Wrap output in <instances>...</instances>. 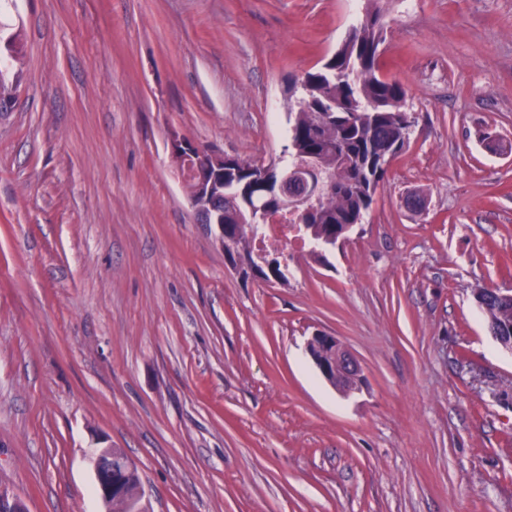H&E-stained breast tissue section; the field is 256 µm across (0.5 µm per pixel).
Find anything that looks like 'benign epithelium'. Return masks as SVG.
Returning <instances> with one entry per match:
<instances>
[{"label": "benign epithelium", "mask_w": 512, "mask_h": 512, "mask_svg": "<svg viewBox=\"0 0 512 512\" xmlns=\"http://www.w3.org/2000/svg\"><path fill=\"white\" fill-rule=\"evenodd\" d=\"M169 151L183 175L194 178L197 183V192L188 195L197 222L209 230L217 227V239L224 240V225L220 223L217 198L212 196L210 190L215 172L205 160V153L193 141L181 136L170 140ZM243 167L252 173L250 187L241 193L248 206L257 197L267 195L273 190L279 194L284 207L315 192L311 169L307 167L296 168L286 175L268 162L245 163ZM308 350L320 374L340 393L348 395L363 386L365 377L361 365L337 337L326 332H317L309 341ZM92 462L96 492L104 504L110 506L112 497L123 494L126 478L137 473V465L127 456L118 459L113 457L110 447L95 449ZM0 512L28 510L18 495L0 488Z\"/></svg>", "instance_id": "1"}]
</instances>
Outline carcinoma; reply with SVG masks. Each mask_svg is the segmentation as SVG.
<instances>
[{"label":"carcinoma","mask_w":512,"mask_h":512,"mask_svg":"<svg viewBox=\"0 0 512 512\" xmlns=\"http://www.w3.org/2000/svg\"><path fill=\"white\" fill-rule=\"evenodd\" d=\"M380 11L369 10L351 26L332 57L305 74L300 88L290 86L289 145L274 164L287 171L315 164L324 183L321 193L295 209L272 208L270 216L289 212L302 238L320 243L336 239L342 226L364 215L386 175L381 158L397 155L409 138L405 86L382 72ZM234 174L214 185L221 194L227 247L242 254L261 236L248 209L230 189ZM488 325L512 334V303L485 311Z\"/></svg>","instance_id":"obj_1"}]
</instances>
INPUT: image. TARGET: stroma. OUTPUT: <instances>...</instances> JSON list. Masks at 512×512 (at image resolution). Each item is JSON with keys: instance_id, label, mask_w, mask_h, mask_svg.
I'll use <instances>...</instances> for the list:
<instances>
[{"instance_id": "1", "label": "stroma", "mask_w": 512, "mask_h": 512, "mask_svg": "<svg viewBox=\"0 0 512 512\" xmlns=\"http://www.w3.org/2000/svg\"><path fill=\"white\" fill-rule=\"evenodd\" d=\"M365 0H16L0 115V486L105 512L91 449L149 512H512V352L475 303L512 290V0H379L413 119L345 244L243 278L169 154L288 144L287 86ZM423 212L407 210L411 192ZM362 365L341 395L308 352ZM308 350L320 374L340 393L348 395L363 386L361 365L336 336L317 332L309 341ZM123 455L117 448L102 447L96 448L92 453V462L95 473V488L98 496L103 500L106 506H112L106 512H124L122 501L112 503L113 496H121L123 487L128 476L136 474L129 482L127 493L130 497L137 492L138 485L141 483L137 472V465L134 460L128 456H122L116 460L112 456Z\"/></svg>"}]
</instances>
